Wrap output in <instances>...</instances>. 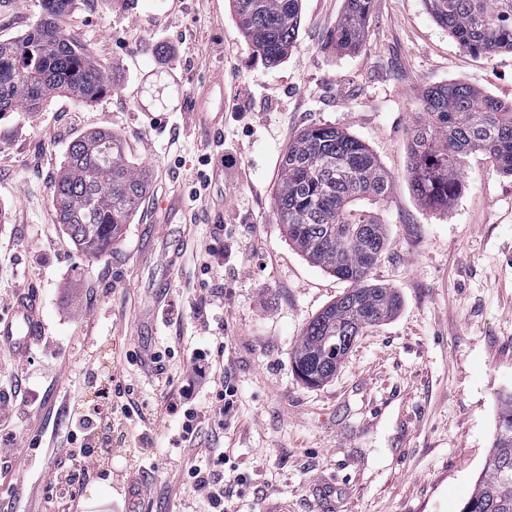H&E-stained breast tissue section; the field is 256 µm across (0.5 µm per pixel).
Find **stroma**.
<instances>
[{
    "instance_id": "1",
    "label": "stroma",
    "mask_w": 512,
    "mask_h": 512,
    "mask_svg": "<svg viewBox=\"0 0 512 512\" xmlns=\"http://www.w3.org/2000/svg\"><path fill=\"white\" fill-rule=\"evenodd\" d=\"M40 3L0 0V40L26 33ZM344 9L302 0L295 46L270 64L239 35L230 0H73L64 27L111 91L0 116V315L30 287L44 318L25 357L0 347V428L16 436L0 512H213L192 489L197 467L231 490L224 512H460L512 391V176L471 153L461 195L431 209L407 174L409 133L435 86L461 81L511 104L512 53L463 49L424 0H375L362 47L338 53L327 41ZM238 95L241 113L229 107ZM200 105L223 119L220 135L198 125ZM321 123L363 142L392 177L372 280L402 305L312 389L293 373V347L347 284L289 244L274 196L289 143ZM98 130L149 180L111 251L92 259L57 224L51 186L70 142ZM174 195L184 212L168 218L161 204ZM177 246L171 270L163 256ZM161 281L171 309L154 318ZM199 351L213 369L184 447V417L164 405ZM92 370L111 375L108 397L88 387ZM104 403L112 415L95 443L111 456L74 498L50 497L69 416Z\"/></svg>"
}]
</instances>
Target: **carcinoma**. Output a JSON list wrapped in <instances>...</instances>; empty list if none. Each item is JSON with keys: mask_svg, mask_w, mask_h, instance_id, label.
I'll use <instances>...</instances> for the list:
<instances>
[{"mask_svg": "<svg viewBox=\"0 0 512 512\" xmlns=\"http://www.w3.org/2000/svg\"><path fill=\"white\" fill-rule=\"evenodd\" d=\"M330 46L353 52L363 41L374 0H345ZM434 20L464 49L493 57L512 52V0H425ZM239 35L265 61L284 60L294 46L301 0H232ZM72 0H42L39 22L0 41V113L34 110L56 96L91 104L111 90L106 73L61 24ZM410 132L411 186L434 209L446 210L463 189L460 160L472 152L512 175V104L469 84L432 88L418 103ZM392 178L361 141L332 124L302 131L284 152L274 199L289 242L314 266L349 284L303 329L293 368L307 387L324 385L345 357H326L340 336L350 343L400 306L395 289L371 282L386 243L378 209ZM148 183L120 139L98 131L74 139L54 182L53 205L85 257L106 253L130 223ZM460 512H512V392L500 397L491 450Z\"/></svg>", "mask_w": 512, "mask_h": 512, "instance_id": "cac0c4a2", "label": "carcinoma"}]
</instances>
